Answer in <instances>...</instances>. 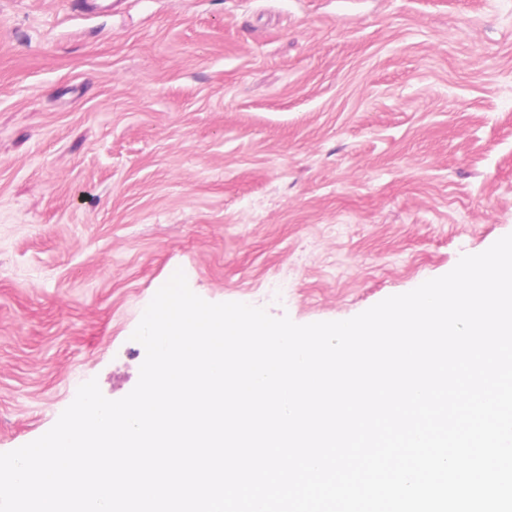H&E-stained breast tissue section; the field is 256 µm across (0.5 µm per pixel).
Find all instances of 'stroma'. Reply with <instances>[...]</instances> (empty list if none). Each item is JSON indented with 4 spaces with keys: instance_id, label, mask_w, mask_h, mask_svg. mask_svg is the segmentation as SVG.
Returning <instances> with one entry per match:
<instances>
[{
    "instance_id": "stroma-1",
    "label": "stroma",
    "mask_w": 512,
    "mask_h": 512,
    "mask_svg": "<svg viewBox=\"0 0 512 512\" xmlns=\"http://www.w3.org/2000/svg\"><path fill=\"white\" fill-rule=\"evenodd\" d=\"M512 234V0H0V453L175 271L352 318Z\"/></svg>"
}]
</instances>
